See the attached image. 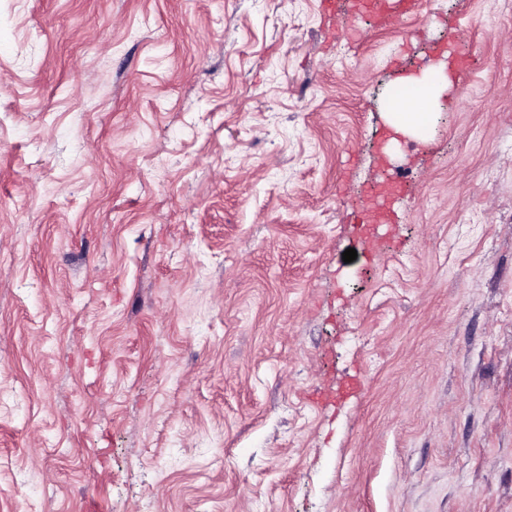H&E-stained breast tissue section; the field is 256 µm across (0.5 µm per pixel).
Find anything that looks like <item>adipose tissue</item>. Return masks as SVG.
Returning <instances> with one entry per match:
<instances>
[{"mask_svg": "<svg viewBox=\"0 0 512 512\" xmlns=\"http://www.w3.org/2000/svg\"><path fill=\"white\" fill-rule=\"evenodd\" d=\"M406 82L415 96L409 101L389 99L388 119L395 132L415 136L426 128L431 108L448 92L452 80L446 62L441 60L425 69L422 75L408 76Z\"/></svg>", "mask_w": 512, "mask_h": 512, "instance_id": "adipose-tissue-1", "label": "adipose tissue"}]
</instances>
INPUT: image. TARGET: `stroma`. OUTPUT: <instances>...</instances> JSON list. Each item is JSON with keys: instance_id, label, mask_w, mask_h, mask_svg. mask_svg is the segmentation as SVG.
Masks as SVG:
<instances>
[{"instance_id": "35a3bbf8", "label": "stroma", "mask_w": 512, "mask_h": 512, "mask_svg": "<svg viewBox=\"0 0 512 512\" xmlns=\"http://www.w3.org/2000/svg\"><path fill=\"white\" fill-rule=\"evenodd\" d=\"M0 512H512V0H0ZM401 82L414 89L415 97L411 101H398L392 94L387 105L389 123L395 133L415 136L427 127L431 108L448 92L452 80L446 62L439 60L421 76H407Z\"/></svg>"}]
</instances>
